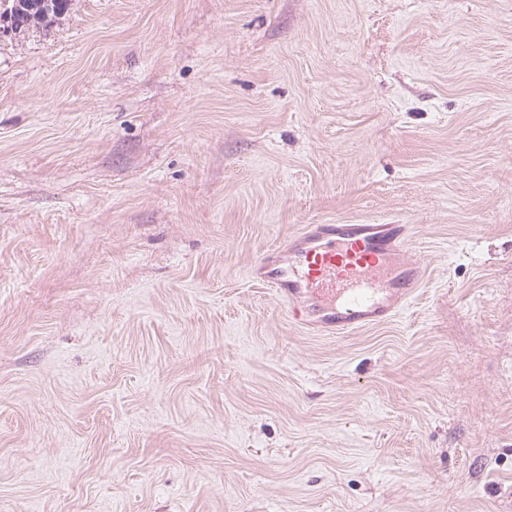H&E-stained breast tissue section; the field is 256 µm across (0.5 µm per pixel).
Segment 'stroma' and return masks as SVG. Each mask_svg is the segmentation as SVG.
I'll return each instance as SVG.
<instances>
[{
	"label": "stroma",
	"mask_w": 512,
	"mask_h": 512,
	"mask_svg": "<svg viewBox=\"0 0 512 512\" xmlns=\"http://www.w3.org/2000/svg\"><path fill=\"white\" fill-rule=\"evenodd\" d=\"M408 224L348 336L251 277ZM0 512H512V0H72L0 39Z\"/></svg>",
	"instance_id": "obj_1"
}]
</instances>
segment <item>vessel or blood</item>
Segmentation results:
<instances>
[{
    "mask_svg": "<svg viewBox=\"0 0 512 512\" xmlns=\"http://www.w3.org/2000/svg\"><path fill=\"white\" fill-rule=\"evenodd\" d=\"M410 237L406 224H312L254 277L287 300L293 322L352 334L392 320L419 287L421 266L404 259Z\"/></svg>",
    "mask_w": 512,
    "mask_h": 512,
    "instance_id": "1",
    "label": "vessel or blood"
}]
</instances>
